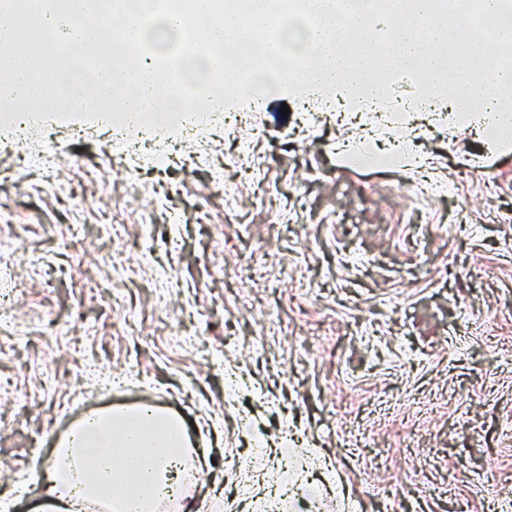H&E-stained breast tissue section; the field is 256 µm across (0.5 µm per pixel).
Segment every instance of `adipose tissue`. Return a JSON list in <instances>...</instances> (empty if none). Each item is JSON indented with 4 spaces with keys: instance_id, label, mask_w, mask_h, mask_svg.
I'll use <instances>...</instances> for the list:
<instances>
[{
    "instance_id": "obj_1",
    "label": "adipose tissue",
    "mask_w": 512,
    "mask_h": 512,
    "mask_svg": "<svg viewBox=\"0 0 512 512\" xmlns=\"http://www.w3.org/2000/svg\"><path fill=\"white\" fill-rule=\"evenodd\" d=\"M190 446L183 422L161 407L89 410L54 443L39 481L45 512H154L171 496L192 512L185 489L206 459L189 457Z\"/></svg>"
}]
</instances>
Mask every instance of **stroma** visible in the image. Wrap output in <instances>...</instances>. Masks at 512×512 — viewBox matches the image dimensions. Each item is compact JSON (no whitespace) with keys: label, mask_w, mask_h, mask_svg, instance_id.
Here are the masks:
<instances>
[{"label":"stroma","mask_w":512,"mask_h":512,"mask_svg":"<svg viewBox=\"0 0 512 512\" xmlns=\"http://www.w3.org/2000/svg\"><path fill=\"white\" fill-rule=\"evenodd\" d=\"M239 109L248 127L198 122L162 166L111 150L101 125L38 123L74 203L46 192L36 141L0 133V282L18 290L0 322V502L31 512V460L77 406L147 400L193 424L198 512H264L303 481L310 500L281 512H512V152L449 127L442 99L349 124L316 90ZM267 307L278 327L259 342Z\"/></svg>","instance_id":"1"}]
</instances>
